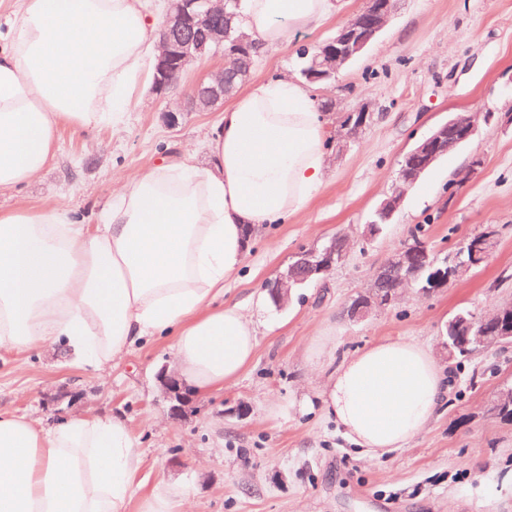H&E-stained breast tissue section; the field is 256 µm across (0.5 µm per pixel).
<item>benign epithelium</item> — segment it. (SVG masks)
<instances>
[{
  "label": "benign epithelium",
  "instance_id": "benign-epithelium-1",
  "mask_svg": "<svg viewBox=\"0 0 512 512\" xmlns=\"http://www.w3.org/2000/svg\"><path fill=\"white\" fill-rule=\"evenodd\" d=\"M395 0H371V8L355 15L335 38L321 47L320 71L316 79H329L339 69L354 59L382 31L391 19ZM229 30L224 26V0H166L162 19L160 54L157 59L154 90L166 95L175 90L176 76L182 74L192 62L224 50ZM224 101V71L216 72L209 80L199 83L188 98L191 109L202 112ZM475 132V122L470 116H458L438 126L405 157L399 172V181L405 187L416 183L421 174L440 155L453 151L459 143ZM496 245L495 232L487 229L468 238L442 259L429 262L434 267L429 284L421 287L424 292L442 288L452 281L464 278L476 265V260L487 259ZM430 258L423 242H415L394 251L373 274L368 291L355 299L347 309L349 319L359 321L373 309L391 304L406 288L419 283L423 270L420 255ZM345 258L336 248V239L327 241L321 248L305 251L288 265L273 285V297L279 304L288 301L294 285L301 282V269L312 274H322ZM385 270L399 274L398 288L383 295L378 291L379 277ZM477 327L473 336H458L459 324ZM448 351L471 345L483 349L491 346L512 345V302L482 314L457 315L448 322ZM169 402L170 415L175 420L187 417L192 404L191 392L176 374H160Z\"/></svg>",
  "mask_w": 512,
  "mask_h": 512
}]
</instances>
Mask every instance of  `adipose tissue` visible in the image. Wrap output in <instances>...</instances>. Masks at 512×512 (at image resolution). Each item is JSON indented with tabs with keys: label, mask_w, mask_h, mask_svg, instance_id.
I'll return each mask as SVG.
<instances>
[{
	"label": "adipose tissue",
	"mask_w": 512,
	"mask_h": 512,
	"mask_svg": "<svg viewBox=\"0 0 512 512\" xmlns=\"http://www.w3.org/2000/svg\"><path fill=\"white\" fill-rule=\"evenodd\" d=\"M346 0H242L264 48L315 29ZM0 51V195L55 159L60 124L122 125L154 72L159 37L143 0H22ZM328 127L311 90L273 79L225 108L210 163L160 165L112 190L100 223L69 207L0 210V347L61 349L90 367L140 341L171 336L179 376L202 397L251 363L259 297L218 304L251 233L284 223L324 182ZM319 409L361 457L405 447L448 397L449 375L418 343L386 339L314 356ZM144 457L125 418L76 414L40 425L0 410V512H189L190 491L143 492Z\"/></svg>",
	"instance_id": "ef3b65f1"
}]
</instances>
